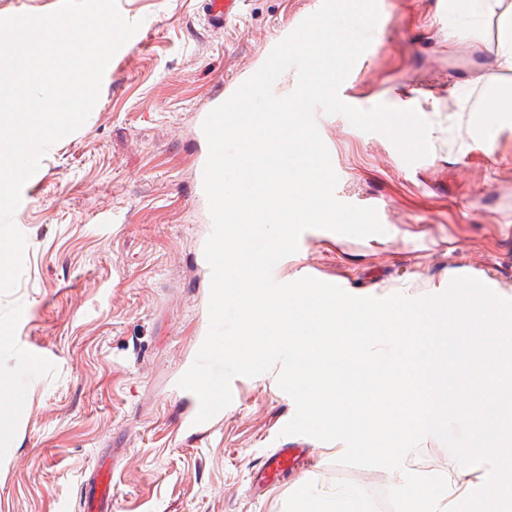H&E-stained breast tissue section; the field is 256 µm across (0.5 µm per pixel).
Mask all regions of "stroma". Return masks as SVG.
<instances>
[{"label":"stroma","instance_id":"35a3bbf8","mask_svg":"<svg viewBox=\"0 0 512 512\" xmlns=\"http://www.w3.org/2000/svg\"><path fill=\"white\" fill-rule=\"evenodd\" d=\"M376 37L341 99L415 109L429 156L407 164L394 143L341 115L316 123L339 177V201L373 205L385 238L302 233L276 282L343 283L355 296L422 297L481 276L512 300V119L478 106L512 80L496 27L457 32L448 0H377ZM145 42L115 53L85 124L49 147L12 215L26 238L23 277L0 298V381L19 400L0 443V512H78L95 459L112 457L116 512H284L300 480L319 493L348 480L374 494L397 472L338 465L336 443L312 440L314 464L276 487L254 474L280 445L295 404L279 367L231 381L232 402L202 430L178 381L209 328L212 221L200 175L203 123L315 0H244L211 31L202 0H117ZM48 354L26 362L27 349Z\"/></svg>","mask_w":512,"mask_h":512}]
</instances>
